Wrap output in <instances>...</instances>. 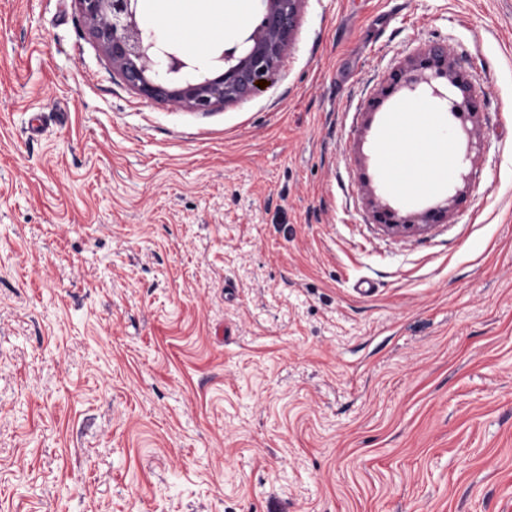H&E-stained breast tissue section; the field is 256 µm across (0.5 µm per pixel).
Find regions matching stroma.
<instances>
[{
    "mask_svg": "<svg viewBox=\"0 0 512 512\" xmlns=\"http://www.w3.org/2000/svg\"><path fill=\"white\" fill-rule=\"evenodd\" d=\"M438 44L476 139L407 197L380 92ZM0 512H512V0H304L209 112L0 0ZM448 212V207H431L424 210L420 214V220L424 224H399L401 223L398 218V213L395 209L386 206L379 205L375 211L376 221L392 232L396 233H411L425 230L430 223L438 222L443 214Z\"/></svg>",
    "mask_w": 512,
    "mask_h": 512,
    "instance_id": "stroma-1",
    "label": "stroma"
}]
</instances>
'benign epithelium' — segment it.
I'll return each instance as SVG.
<instances>
[{
	"label": "benign epithelium",
	"instance_id": "benign-epithelium-1",
	"mask_svg": "<svg viewBox=\"0 0 512 512\" xmlns=\"http://www.w3.org/2000/svg\"><path fill=\"white\" fill-rule=\"evenodd\" d=\"M88 34L127 86L139 95L160 100L176 109L210 111L251 96L272 78L290 53L301 6L305 0H262L260 20L230 46L214 43L205 55L189 54L163 40L144 21L143 0H75ZM449 86L439 88L432 79ZM462 92L463 101L450 96ZM405 90L428 97L456 117L475 114L477 97L461 73L455 71L449 47L436 45L411 58L391 76L383 96ZM448 212L431 207L420 214L421 223L402 224L395 209L380 205L376 221L392 232L425 230Z\"/></svg>",
	"mask_w": 512,
	"mask_h": 512
}]
</instances>
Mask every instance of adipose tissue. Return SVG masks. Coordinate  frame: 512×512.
Listing matches in <instances>:
<instances>
[{
    "instance_id": "1",
    "label": "adipose tissue",
    "mask_w": 512,
    "mask_h": 512,
    "mask_svg": "<svg viewBox=\"0 0 512 512\" xmlns=\"http://www.w3.org/2000/svg\"><path fill=\"white\" fill-rule=\"evenodd\" d=\"M221 20L196 12L192 0H183L179 22L194 31L188 45L192 52L205 53L211 42L223 34L225 25L248 24L247 0H225ZM439 113L419 105L400 113L385 137V157L400 170L397 187L402 194L413 195L418 189L431 188L448 177L454 158L450 136L439 133Z\"/></svg>"
}]
</instances>
